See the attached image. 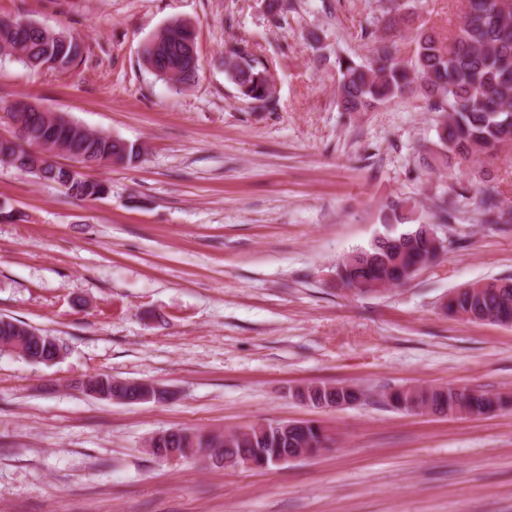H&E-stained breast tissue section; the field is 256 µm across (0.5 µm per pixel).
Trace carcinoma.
<instances>
[{
  "label": "carcinoma",
  "instance_id": "carcinoma-1",
  "mask_svg": "<svg viewBox=\"0 0 512 512\" xmlns=\"http://www.w3.org/2000/svg\"><path fill=\"white\" fill-rule=\"evenodd\" d=\"M387 24L378 36L379 46L366 62L336 58L340 79L336 95L344 112H369L415 89L430 111L436 113L439 160H466L472 156L496 157L502 146L512 143V0H465L463 20L457 31L443 40L428 30L416 31L413 54L397 55L392 49L399 35L394 14L399 0H386ZM0 54L14 56L24 65L39 69L49 61L58 68L73 66L82 56L80 40L63 31L51 30L21 17L0 18ZM142 61L154 74L174 87L188 84L198 71L196 35L192 26L173 21L143 46ZM224 72L239 95L247 100L268 101L273 95V77L266 64L240 47L224 52ZM12 121H21L26 133L0 139V161L36 178L55 183L80 199L95 200L107 190L105 184L84 178L47 156L41 145L67 153L86 167L110 163L129 165L140 148L104 132H94L62 115L19 100L7 109ZM474 204L487 224H512V206L504 205L501 192L490 181L476 187ZM384 223L412 224L408 201L393 199L384 205ZM432 224L413 227L367 249L346 255L336 265V278L358 294L377 291L376 285L400 286L410 280L409 269L432 254ZM443 309L450 316L492 318L512 324V277L490 278L472 283L470 290L448 295ZM31 326L0 318V336H20ZM299 396L313 406L339 407L358 400L353 388L343 385H310ZM461 397L467 415H479L508 405V397L473 389L414 387L390 394V405L413 411L448 412V403ZM330 437L315 421L283 432L270 423L255 425L224 441L221 455L227 466L257 460L272 469L289 448H305L314 456L327 448Z\"/></svg>",
  "mask_w": 512,
  "mask_h": 512
}]
</instances>
